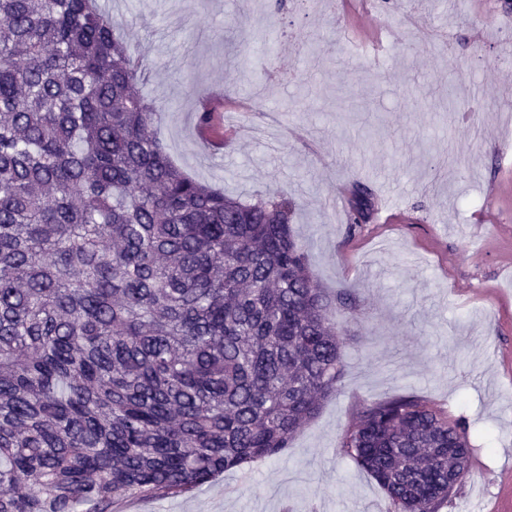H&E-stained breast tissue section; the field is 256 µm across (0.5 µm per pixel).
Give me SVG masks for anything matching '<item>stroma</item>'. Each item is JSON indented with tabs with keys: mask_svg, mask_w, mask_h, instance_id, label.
Here are the masks:
<instances>
[{
	"mask_svg": "<svg viewBox=\"0 0 512 512\" xmlns=\"http://www.w3.org/2000/svg\"><path fill=\"white\" fill-rule=\"evenodd\" d=\"M167 110L157 127L193 176L253 201H296L295 233L329 293L350 289L346 374L336 394L276 457L186 494L115 512H398L336 444L363 406L413 395L469 423L471 466L442 512H512V0L454 12L376 0L373 26L396 27L379 57L342 43L340 0L289 11L302 59L246 50L269 33L270 0H98ZM262 87L253 134L206 157L191 132L197 95ZM497 224L482 221L488 183ZM362 184L375 205L414 223L370 222L348 238L336 191Z\"/></svg>",
	"mask_w": 512,
	"mask_h": 512,
	"instance_id": "stroma-1",
	"label": "stroma"
}]
</instances>
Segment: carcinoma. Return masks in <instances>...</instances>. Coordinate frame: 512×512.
<instances>
[{
  "instance_id": "obj_1",
  "label": "carcinoma",
  "mask_w": 512,
  "mask_h": 512,
  "mask_svg": "<svg viewBox=\"0 0 512 512\" xmlns=\"http://www.w3.org/2000/svg\"><path fill=\"white\" fill-rule=\"evenodd\" d=\"M97 0H0V512H112L279 455L338 390L346 333L296 202L174 164ZM373 201L358 185L347 234ZM337 450L398 512H440L468 424L412 395Z\"/></svg>"
}]
</instances>
